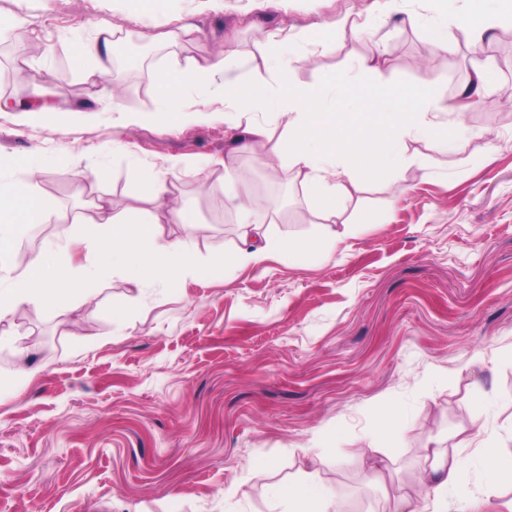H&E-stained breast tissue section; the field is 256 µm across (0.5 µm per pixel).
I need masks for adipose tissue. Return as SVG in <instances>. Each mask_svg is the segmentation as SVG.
I'll list each match as a JSON object with an SVG mask.
<instances>
[{
    "instance_id": "adipose-tissue-1",
    "label": "adipose tissue",
    "mask_w": 512,
    "mask_h": 512,
    "mask_svg": "<svg viewBox=\"0 0 512 512\" xmlns=\"http://www.w3.org/2000/svg\"><path fill=\"white\" fill-rule=\"evenodd\" d=\"M471 2V11L458 24L467 31L471 48L476 49L482 47L503 15H512V0ZM120 43L116 29L107 27L99 29L93 39L76 36L70 40L71 54L81 64L85 81L95 83L110 73ZM235 64L234 53L228 52L191 60L175 72L160 73L153 110L129 112L128 121L151 123L161 117L177 126L191 117L206 119L216 76L229 72ZM264 68V74L256 75L250 83L224 85V123L238 131L241 150L252 153L267 135L266 127L255 122V115L261 112L282 122L285 137L277 156L287 160L322 214L336 215L347 183L398 170L406 161V138L436 139L453 150L461 146L463 113H456L448 122L436 121L438 107L424 95H416L408 107L391 98L380 111L372 112L351 98L340 81L322 87L297 84L278 52L265 57ZM127 157L131 165L142 169L131 193L134 206L116 213L108 201H100L97 219L70 227L32 250L20 270L12 266L11 257L24 229L46 223L52 213L49 203L33 192L27 176L53 165L54 160L37 147L18 159L0 157V169L23 172L22 177L0 181V321L22 305L44 313L73 315L83 298L97 293L109 271L138 285H173L188 277L209 280L228 268L257 264L273 255L294 260L324 253L344 239L343 233L329 225L321 238L312 242L258 232L244 235L241 247L229 257L200 258L189 239L164 231L168 224L198 221L191 203L171 200L173 185L168 176L177 168L178 159L145 168L136 152H128ZM221 188L244 222H255L270 211L232 168H225ZM146 201L165 204L163 215L143 209ZM75 239L87 251V262L81 266L73 265L69 255V245ZM461 474L455 457L433 452L414 484L388 499L386 512H420L418 493L422 490L432 497V512H446L448 491L459 487ZM274 497L286 502L287 512H344L339 493L313 479L290 489L275 488Z\"/></svg>"
}]
</instances>
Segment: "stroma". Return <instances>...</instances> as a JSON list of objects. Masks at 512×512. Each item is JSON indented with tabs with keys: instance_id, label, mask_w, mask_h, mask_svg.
<instances>
[{
	"instance_id": "stroma-1",
	"label": "stroma",
	"mask_w": 512,
	"mask_h": 512,
	"mask_svg": "<svg viewBox=\"0 0 512 512\" xmlns=\"http://www.w3.org/2000/svg\"><path fill=\"white\" fill-rule=\"evenodd\" d=\"M383 2L259 9L224 0L223 9L203 10L200 0H169L171 27L187 15L202 34L157 43L127 0H0V16L20 18L25 33L10 59L18 87L62 109L52 125L0 112V155L34 146L68 154L69 163L31 184L59 214L89 219L98 198L116 212L132 203L139 174L113 142L138 149L146 166L180 158L173 198L191 201L201 222L164 230L189 236L204 258L241 244L240 216L221 182L225 167L248 169L254 193L276 208L262 230L317 238L323 221L294 172L283 166L273 178L263 163L282 138L276 122L252 155L238 152L220 118L175 128L116 123L95 109L111 96V79L84 82L68 40L110 25L140 43L149 63L119 100L128 110L152 108L155 72L224 52L231 32L230 78L249 81L276 41L294 37L299 84L341 78L368 105L386 93L404 105L419 93L447 105L451 87L470 76L466 35L454 29L455 53L434 56L427 29L406 15L453 21L469 0H403L367 27ZM344 19L348 27L338 29ZM376 41L383 56L359 69ZM479 95L485 107L468 111L460 149L407 139L398 172L351 188L338 216L351 232L336 250L174 287L109 275L84 305L124 308L120 320L23 307L1 323L16 345L0 348V373L13 372L23 348L32 374L0 393V512H281L270 487L311 471L342 494L347 512H383L386 493L410 483L431 448L455 450L464 462L448 512H512V486L489 489L475 452L487 435L512 458V54ZM210 157L225 166L204 168ZM102 164L105 181L80 177ZM391 408L404 436L382 430ZM383 458L385 485L369 483L366 465ZM232 485L236 495L225 498Z\"/></svg>"
}]
</instances>
